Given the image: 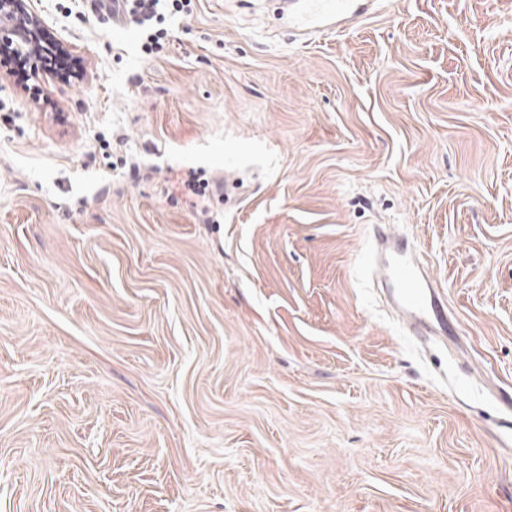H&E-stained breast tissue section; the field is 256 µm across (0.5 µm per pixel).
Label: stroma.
<instances>
[{
  "mask_svg": "<svg viewBox=\"0 0 512 512\" xmlns=\"http://www.w3.org/2000/svg\"><path fill=\"white\" fill-rule=\"evenodd\" d=\"M278 5L148 55L40 0L82 79L0 67V512H512V0ZM378 224L455 344L405 335ZM349 0H305L296 11L297 27L307 31L310 26L317 27L321 17L330 15L333 11L341 10ZM185 186L195 195L202 198L217 197V199H224V181L217 179L215 181H201L199 176H192L188 181L185 182Z\"/></svg>",
  "mask_w": 512,
  "mask_h": 512,
  "instance_id": "1",
  "label": "stroma"
}]
</instances>
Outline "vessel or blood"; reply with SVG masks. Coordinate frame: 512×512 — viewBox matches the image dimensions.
<instances>
[{
    "instance_id": "obj_1",
    "label": "vessel or blood",
    "mask_w": 512,
    "mask_h": 512,
    "mask_svg": "<svg viewBox=\"0 0 512 512\" xmlns=\"http://www.w3.org/2000/svg\"><path fill=\"white\" fill-rule=\"evenodd\" d=\"M346 2L347 0H303L295 14L297 25L299 28L309 29L320 18L343 9ZM374 239L378 254L390 258L387 269L392 285L391 299L414 335H447L448 312L423 274L407 241L383 230L375 233Z\"/></svg>"
}]
</instances>
